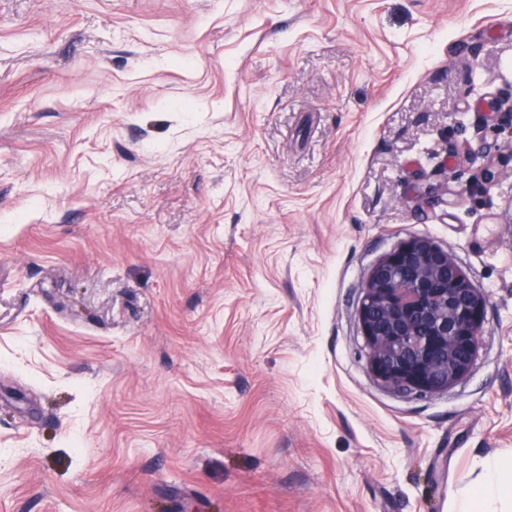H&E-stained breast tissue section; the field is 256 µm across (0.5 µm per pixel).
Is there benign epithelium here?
<instances>
[{
	"mask_svg": "<svg viewBox=\"0 0 512 512\" xmlns=\"http://www.w3.org/2000/svg\"><path fill=\"white\" fill-rule=\"evenodd\" d=\"M482 110L512 134V100ZM487 296L429 237L403 241L371 267L358 308L367 367L384 385L420 396L461 383L478 356Z\"/></svg>",
	"mask_w": 512,
	"mask_h": 512,
	"instance_id": "obj_1",
	"label": "benign epithelium"
}]
</instances>
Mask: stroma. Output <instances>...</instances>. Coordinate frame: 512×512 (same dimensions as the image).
I'll list each match as a JSON object with an SVG mask.
<instances>
[{
  "label": "stroma",
  "mask_w": 512,
  "mask_h": 512,
  "mask_svg": "<svg viewBox=\"0 0 512 512\" xmlns=\"http://www.w3.org/2000/svg\"><path fill=\"white\" fill-rule=\"evenodd\" d=\"M496 95L512 0H0V512H448L512 456ZM414 237L488 298L433 396L358 321Z\"/></svg>",
  "instance_id": "obj_1"
}]
</instances>
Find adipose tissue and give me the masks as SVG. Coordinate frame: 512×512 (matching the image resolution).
<instances>
[{"instance_id": "adipose-tissue-1", "label": "adipose tissue", "mask_w": 512, "mask_h": 512, "mask_svg": "<svg viewBox=\"0 0 512 512\" xmlns=\"http://www.w3.org/2000/svg\"><path fill=\"white\" fill-rule=\"evenodd\" d=\"M473 484L475 493L452 500L448 512H512V458L484 459Z\"/></svg>"}]
</instances>
